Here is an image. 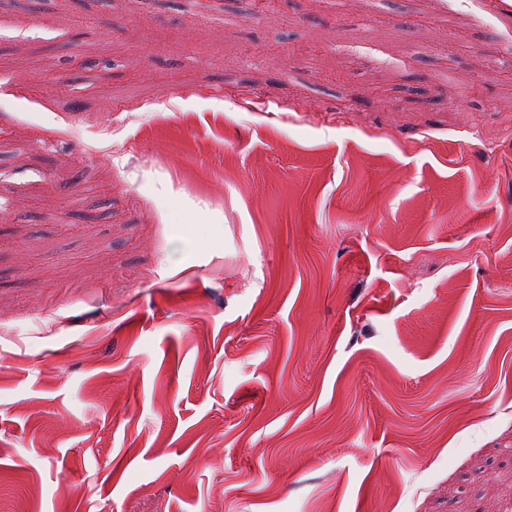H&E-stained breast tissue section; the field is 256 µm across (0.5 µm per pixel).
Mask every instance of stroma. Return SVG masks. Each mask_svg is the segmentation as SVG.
<instances>
[{
  "instance_id": "1",
  "label": "stroma",
  "mask_w": 512,
  "mask_h": 512,
  "mask_svg": "<svg viewBox=\"0 0 512 512\" xmlns=\"http://www.w3.org/2000/svg\"><path fill=\"white\" fill-rule=\"evenodd\" d=\"M1 142L0 512H512V0H5Z\"/></svg>"
}]
</instances>
